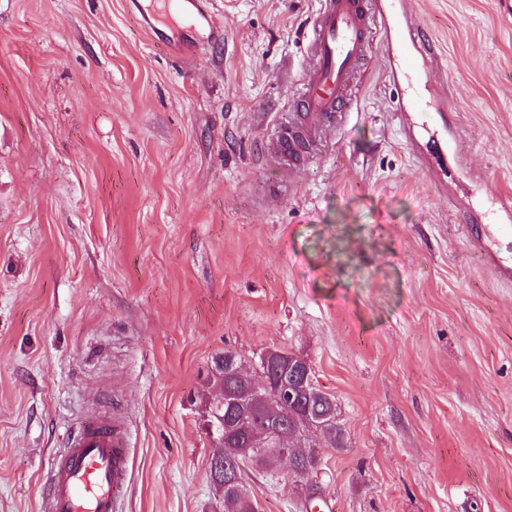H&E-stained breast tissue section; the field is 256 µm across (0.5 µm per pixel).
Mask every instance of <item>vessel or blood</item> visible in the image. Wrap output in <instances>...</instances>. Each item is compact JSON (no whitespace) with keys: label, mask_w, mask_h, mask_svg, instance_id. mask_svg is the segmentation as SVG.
<instances>
[{"label":"vessel or blood","mask_w":512,"mask_h":512,"mask_svg":"<svg viewBox=\"0 0 512 512\" xmlns=\"http://www.w3.org/2000/svg\"><path fill=\"white\" fill-rule=\"evenodd\" d=\"M192 26L208 27L201 0H163ZM387 49L393 83L420 77L429 40L405 16L402 0H322L308 36L312 60L292 101L294 120L265 154L296 165L299 141L316 143L322 131L343 126L351 112V80L363 67L374 41ZM130 434L120 414L92 415L66 430L64 448L46 476L44 512H115L129 475Z\"/></svg>","instance_id":"vessel-or-blood-1"}]
</instances>
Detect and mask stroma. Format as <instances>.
<instances>
[{
  "label": "stroma",
  "mask_w": 512,
  "mask_h": 512,
  "mask_svg": "<svg viewBox=\"0 0 512 512\" xmlns=\"http://www.w3.org/2000/svg\"><path fill=\"white\" fill-rule=\"evenodd\" d=\"M146 0H0V512H41L66 428L133 434L119 512H224L215 361L305 358L345 445L316 432L321 512H512V13L404 0L455 158L397 110L374 45L346 124L299 166L291 119L320 0H210L196 56ZM257 512L302 479L247 469Z\"/></svg>",
  "instance_id": "35a3bbf8"
}]
</instances>
